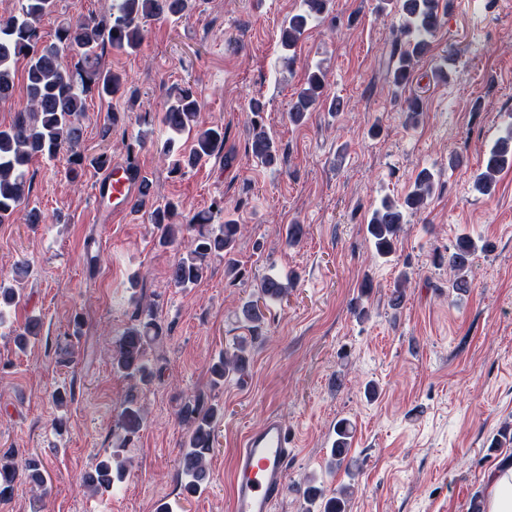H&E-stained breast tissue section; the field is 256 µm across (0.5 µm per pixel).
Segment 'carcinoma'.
Masks as SVG:
<instances>
[{
  "label": "carcinoma",
  "mask_w": 512,
  "mask_h": 512,
  "mask_svg": "<svg viewBox=\"0 0 512 512\" xmlns=\"http://www.w3.org/2000/svg\"><path fill=\"white\" fill-rule=\"evenodd\" d=\"M328 2L303 0L304 9L290 16L281 29L282 45L295 48L312 21L327 11ZM385 3L403 17L392 48V64L386 71L393 85L401 87L409 82L417 62L429 53L431 39L441 24L444 11L440 0H385ZM54 6L55 0H18L15 13L0 16V102H7L14 96L16 63L21 58L27 60L28 95L27 106L16 113L10 125L0 127V223L27 201L30 183L26 173L34 158L64 151L72 166H79L85 160L83 120L88 94L94 91L102 98H113L123 94L126 84L123 74L103 66L101 51L109 47L117 53L135 52L141 45L147 22L181 18L191 10L192 0H110L105 14L64 20L57 26L54 39L47 41L42 35L41 22L53 12ZM324 87L323 70L318 67L308 71L288 112L290 122L295 125L304 123L308 114L321 105L331 113L345 110L342 99L325 96ZM263 111L260 101H250L252 137L248 155L263 166H274L281 162V155L260 121ZM198 118L199 105L189 87L177 89L159 116V122L168 131L195 132L193 146L183 159L186 168L194 167L201 159L224 147V130L202 126ZM507 166H512V114L502 135L491 147L484 168L474 177L475 190L484 196L491 195L495 190L496 175ZM434 183V173L424 168L417 174L414 187L403 202L384 199L372 211L366 232L379 254L392 253L405 223V213L427 207ZM136 209L148 215L160 245L184 246L185 254L169 270V280L175 287L187 288L201 282L208 274L211 260L216 257L224 258L226 277L232 280L239 277L234 253L240 227L235 220L226 219L219 229L213 230L209 228V218L198 213L183 224L179 222V204L156 199L145 177L140 179ZM476 251L477 244L468 236L458 238L448 249L447 266L453 273V278L448 280L449 292L461 296L471 288ZM407 282L405 274L398 279L389 299L392 309L400 308L404 302ZM290 288V281L278 277L266 276L261 280L257 297L244 302L240 308V321L247 327L249 335L239 337L211 365L214 383L232 376L241 378L249 372L255 344L266 339L264 308L269 302L287 298ZM154 307L153 303L138 307L136 322L115 338L112 348V368L144 385L150 384L154 377L149 359L152 342L159 337ZM41 331V320L31 318L16 333L15 342L23 349L30 339L41 335ZM179 417L188 427L179 466L187 479L185 490L194 492L207 477L217 412L206 404L203 394L194 393L185 399ZM144 420L145 408L135 395H130L119 413L120 443L139 433ZM352 438V424L347 420L339 421L330 449V470L345 464ZM16 456L13 448L0 451V502L11 499L17 483L22 480L39 491L40 499H45L49 489L42 460L28 457L20 466ZM125 473L126 463L119 457L104 459L85 474L84 485L95 493L109 492L122 481ZM351 491L352 487L344 486L329 493L322 484L309 478L299 494L305 504L304 512H348Z\"/></svg>",
  "instance_id": "obj_1"
}]
</instances>
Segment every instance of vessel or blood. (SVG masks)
Masks as SVG:
<instances>
[{"mask_svg":"<svg viewBox=\"0 0 512 512\" xmlns=\"http://www.w3.org/2000/svg\"><path fill=\"white\" fill-rule=\"evenodd\" d=\"M138 190V177L122 164L113 165L97 184L99 195L111 199L116 217L126 214ZM295 454L294 438L279 418H266L249 431L233 460L230 512H272Z\"/></svg>","mask_w":512,"mask_h":512,"instance_id":"vessel-or-blood-1","label":"vessel or blood"}]
</instances>
